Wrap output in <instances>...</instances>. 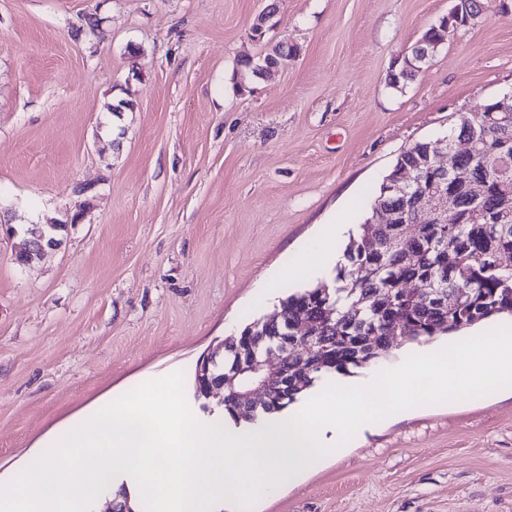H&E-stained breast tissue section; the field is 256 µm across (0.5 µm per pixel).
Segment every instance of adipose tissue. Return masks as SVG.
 Listing matches in <instances>:
<instances>
[{
    "label": "adipose tissue",
    "instance_id": "adipose-tissue-1",
    "mask_svg": "<svg viewBox=\"0 0 512 512\" xmlns=\"http://www.w3.org/2000/svg\"><path fill=\"white\" fill-rule=\"evenodd\" d=\"M345 224L330 226L319 237L300 248L285 266L284 276L316 279L330 278L343 261L338 243L345 231Z\"/></svg>",
    "mask_w": 512,
    "mask_h": 512
}]
</instances>
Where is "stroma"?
I'll return each instance as SVG.
<instances>
[{
    "label": "stroma",
    "mask_w": 512,
    "mask_h": 512,
    "mask_svg": "<svg viewBox=\"0 0 512 512\" xmlns=\"http://www.w3.org/2000/svg\"><path fill=\"white\" fill-rule=\"evenodd\" d=\"M268 3L0 0V210L66 221L93 187L31 267L0 232V481L146 376L182 372L207 419L196 362L274 311L265 279L357 223L400 153L512 93V0H483L398 90L452 0H280L258 41ZM279 41L297 58L237 93L240 59ZM256 512H512V388L379 424ZM442 26L438 23L432 25L427 29L421 36L416 46L411 50V55L404 56L402 67L398 72L389 74V84L396 87L400 83V80H412L416 73L421 69L419 64L423 63L425 57V50H429L430 54L435 52V45L441 40Z\"/></svg>",
    "instance_id": "1"
}]
</instances>
